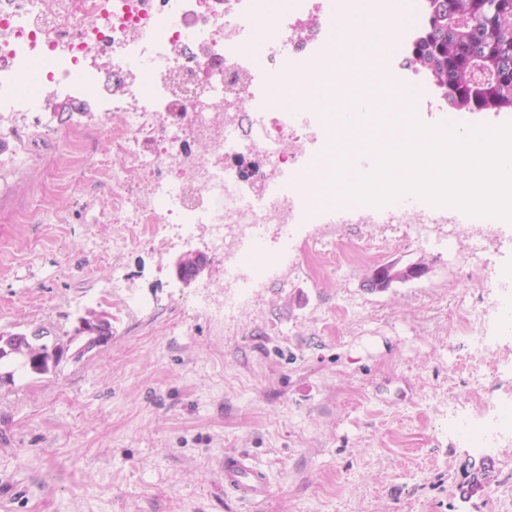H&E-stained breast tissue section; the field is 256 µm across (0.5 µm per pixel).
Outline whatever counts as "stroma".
<instances>
[{"label":"stroma","mask_w":512,"mask_h":512,"mask_svg":"<svg viewBox=\"0 0 512 512\" xmlns=\"http://www.w3.org/2000/svg\"><path fill=\"white\" fill-rule=\"evenodd\" d=\"M0 132V336L63 347L44 373L0 380V512H512V453L480 448L448 415L512 410V335L465 336L476 265L512 269V226L267 224L265 267L234 303L206 227L160 252L112 221V147L98 102L21 112ZM89 139L73 162L62 134ZM39 219H32V212ZM197 251L190 284L173 262ZM423 277L367 288L378 264ZM132 307L105 301L113 273ZM110 325L84 350L78 321ZM270 473L260 502L224 490L226 454ZM487 467L483 489L470 491Z\"/></svg>","instance_id":"obj_1"}]
</instances>
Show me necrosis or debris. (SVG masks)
Masks as SVG:
<instances>
[{"mask_svg": "<svg viewBox=\"0 0 512 512\" xmlns=\"http://www.w3.org/2000/svg\"><path fill=\"white\" fill-rule=\"evenodd\" d=\"M255 0H0V126L17 112H47V97L19 92L34 62L52 91L106 101L100 135L110 137L112 221L140 224L160 246L183 241L190 224L210 227L212 248L257 226L293 223L300 199L243 207L248 186L268 185L304 150L295 125L253 113L260 80L288 88L308 72L268 50L247 64ZM288 18L322 30L353 18L360 0H292ZM291 151H283L284 143Z\"/></svg>", "mask_w": 512, "mask_h": 512, "instance_id": "obj_1", "label": "necrosis or debris"}]
</instances>
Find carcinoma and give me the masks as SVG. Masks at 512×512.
I'll list each match as a JSON object with an SVG mask.
<instances>
[{
	"label": "carcinoma",
	"instance_id": "obj_1",
	"mask_svg": "<svg viewBox=\"0 0 512 512\" xmlns=\"http://www.w3.org/2000/svg\"><path fill=\"white\" fill-rule=\"evenodd\" d=\"M508 0H428L419 48L408 59L427 65L433 80L451 83L455 93L444 98L448 107L468 112L512 111V31L498 25ZM460 26H448V19ZM489 60L501 69V80L471 99L469 85L479 63Z\"/></svg>",
	"mask_w": 512,
	"mask_h": 512
}]
</instances>
